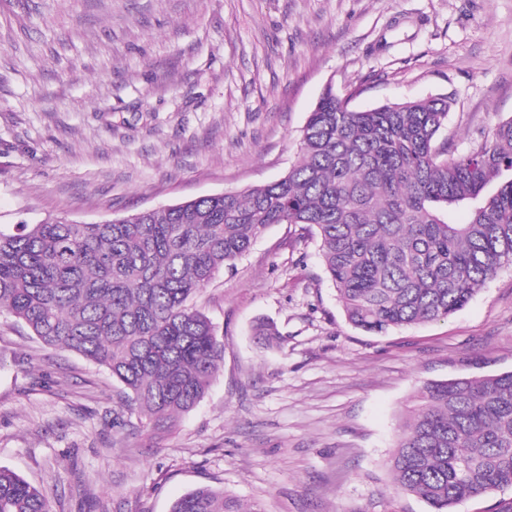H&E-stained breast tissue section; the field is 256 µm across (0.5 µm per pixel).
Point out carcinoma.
Here are the masks:
<instances>
[{
	"label": "carcinoma",
	"mask_w": 512,
	"mask_h": 512,
	"mask_svg": "<svg viewBox=\"0 0 512 512\" xmlns=\"http://www.w3.org/2000/svg\"><path fill=\"white\" fill-rule=\"evenodd\" d=\"M447 123L445 98L356 110L328 87L273 183L104 223L0 228V315L108 370L143 426L172 425L204 398L224 345L188 301L274 224L315 229L352 327L446 319L512 264V117L465 152L438 141ZM388 465L396 489L434 512L512 487V371L425 385ZM49 498L0 468V512H50ZM170 512L241 508L199 487Z\"/></svg>",
	"instance_id": "1"
}]
</instances>
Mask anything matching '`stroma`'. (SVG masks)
<instances>
[{
  "mask_svg": "<svg viewBox=\"0 0 512 512\" xmlns=\"http://www.w3.org/2000/svg\"><path fill=\"white\" fill-rule=\"evenodd\" d=\"M448 98L459 149L512 117V0H0V225L99 223L283 177L325 88ZM318 239L276 224L189 303L224 362L175 428L0 316V465L51 512H429L386 461L426 384L512 371V266L448 319L350 326ZM273 323L277 344L254 334ZM237 500L224 494V491L210 487L196 488L171 506L170 512H240Z\"/></svg>",
  "mask_w": 512,
  "mask_h": 512,
  "instance_id": "1",
  "label": "stroma"
}]
</instances>
